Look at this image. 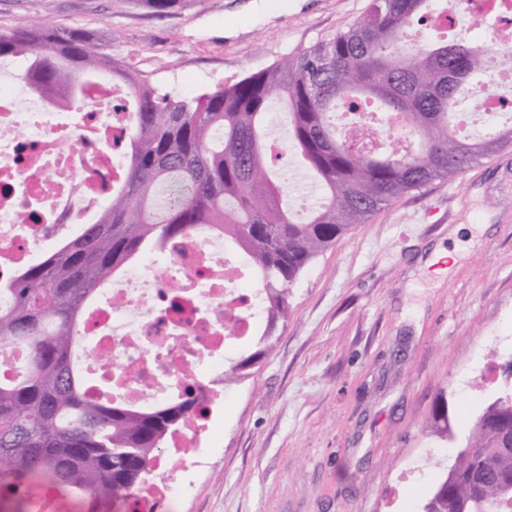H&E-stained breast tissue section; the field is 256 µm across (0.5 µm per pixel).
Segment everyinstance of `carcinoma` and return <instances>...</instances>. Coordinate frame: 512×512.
Segmentation results:
<instances>
[{"label":"carcinoma","instance_id":"obj_1","mask_svg":"<svg viewBox=\"0 0 512 512\" xmlns=\"http://www.w3.org/2000/svg\"><path fill=\"white\" fill-rule=\"evenodd\" d=\"M165 13L185 0H139ZM447 0H370L352 24L312 49L191 99L160 91L126 70L84 32L25 24L0 31V59L24 60L22 80L44 98L82 112L81 79L112 76L133 107L123 178L93 224L63 240L8 289L0 343L21 345L26 366L0 373V506L35 512L43 492L84 512H114L145 480V465L207 396L143 410L102 389L77 363L83 311L99 288L146 249L201 225L244 254L263 293L256 349L224 371L251 375L288 320L291 286L311 261L405 194L449 179L512 145V114L478 138L456 125L474 79L494 52L443 34L408 52L411 29H444ZM313 176L321 203L307 215L289 205L288 152ZM439 442L456 448L419 512H504L512 494V383L488 399L462 437L448 403L433 411Z\"/></svg>","mask_w":512,"mask_h":512}]
</instances>
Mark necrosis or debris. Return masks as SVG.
<instances>
[{
    "mask_svg": "<svg viewBox=\"0 0 512 512\" xmlns=\"http://www.w3.org/2000/svg\"><path fill=\"white\" fill-rule=\"evenodd\" d=\"M20 60L0 78V286L63 238L92 223L121 176L132 116L110 79L84 83L92 107L67 112L16 81ZM224 251L223 235L194 232L171 243L163 262L143 256L115 274L109 302L91 306L83 334L95 362L112 364L132 405L152 409L178 394L224 391L227 346L254 333L257 286ZM207 425L189 420L155 458L129 499L134 512H162L188 490L183 474Z\"/></svg>",
    "mask_w": 512,
    "mask_h": 512,
    "instance_id": "obj_1",
    "label": "necrosis or debris"
}]
</instances>
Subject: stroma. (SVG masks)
Here are the masks:
<instances>
[{
	"instance_id": "obj_1",
	"label": "stroma",
	"mask_w": 512,
	"mask_h": 512,
	"mask_svg": "<svg viewBox=\"0 0 512 512\" xmlns=\"http://www.w3.org/2000/svg\"><path fill=\"white\" fill-rule=\"evenodd\" d=\"M369 0H0V31L78 29L180 98L305 52ZM457 250L445 276L425 261ZM253 375L213 409L193 491L165 512H418L448 448L512 378V146L410 192L319 255Z\"/></svg>"
}]
</instances>
